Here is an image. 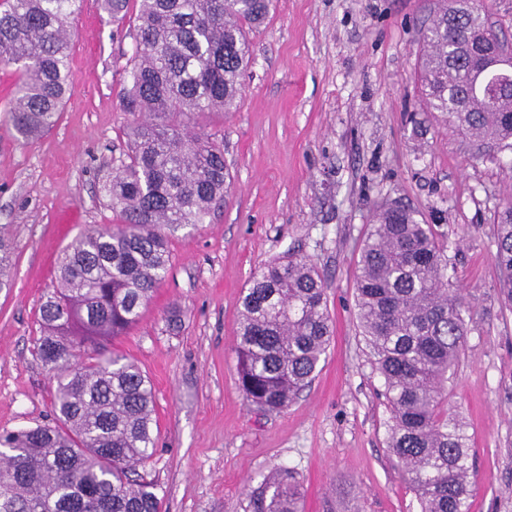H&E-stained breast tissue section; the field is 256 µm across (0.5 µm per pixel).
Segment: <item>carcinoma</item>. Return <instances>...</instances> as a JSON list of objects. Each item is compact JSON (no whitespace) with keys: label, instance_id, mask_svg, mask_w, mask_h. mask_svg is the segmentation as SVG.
I'll list each match as a JSON object with an SVG mask.
<instances>
[{"label":"carcinoma","instance_id":"obj_1","mask_svg":"<svg viewBox=\"0 0 512 512\" xmlns=\"http://www.w3.org/2000/svg\"><path fill=\"white\" fill-rule=\"evenodd\" d=\"M81 0H3L0 62L17 83L0 120L25 140L54 127L70 81L67 27ZM272 0H139L124 108L135 116L128 153L102 192L114 224L86 229L57 259L40 306L38 358L52 373L53 422L0 435V512H162L138 467L154 453V391L111 342L133 328L171 267L168 237L203 224L229 173L215 135L192 132L200 114L236 108L249 32ZM477 11L448 29V0L420 36L426 110L480 145L512 148V112L488 94L481 49L466 33ZM493 260L512 310V203L494 225ZM11 246L0 230V289L12 287ZM446 246L421 214L381 203L365 234L355 280L357 320L389 412L387 446L420 512H469L472 464L448 373L465 351L472 313L449 274ZM333 326L325 282L307 257L267 263L239 303L235 351L250 406L280 413L315 378ZM255 512H301L291 472L267 482Z\"/></svg>","mask_w":512,"mask_h":512}]
</instances>
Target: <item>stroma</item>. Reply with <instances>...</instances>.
Instances as JSON below:
<instances>
[{"label":"stroma","mask_w":512,"mask_h":512,"mask_svg":"<svg viewBox=\"0 0 512 512\" xmlns=\"http://www.w3.org/2000/svg\"><path fill=\"white\" fill-rule=\"evenodd\" d=\"M437 0H274L250 35L236 111L197 127L224 142L231 183L191 234L116 350L151 379L156 451L144 473L165 512H253L274 469L304 512H419L387 448L389 412L359 334L355 275L373 210L396 199L434 224L472 308L448 381L474 468L469 512H512V310L499 295L493 226L512 199V149L495 160L422 118L419 37ZM138 14L83 0L69 27L71 94L57 125L25 142L0 122V228L13 243L0 290V431L50 422L52 378L34 354L60 251L111 224L100 187L126 148L123 107ZM311 258L334 335L311 386L283 412L249 407L234 347L239 297L282 256Z\"/></svg>","instance_id":"1"}]
</instances>
